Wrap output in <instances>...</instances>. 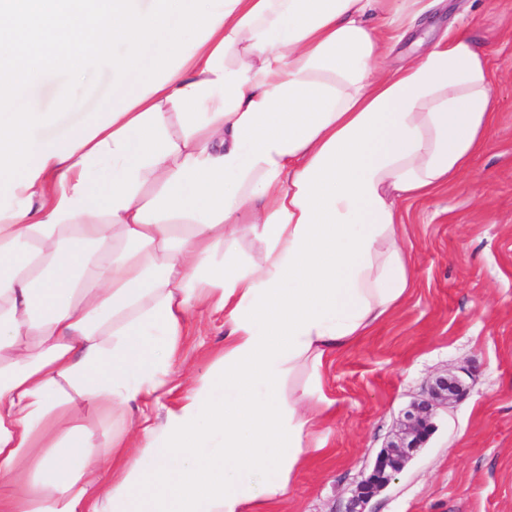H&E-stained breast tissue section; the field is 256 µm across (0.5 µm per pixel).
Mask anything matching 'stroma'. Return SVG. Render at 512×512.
<instances>
[{"instance_id":"1","label":"stroma","mask_w":512,"mask_h":512,"mask_svg":"<svg viewBox=\"0 0 512 512\" xmlns=\"http://www.w3.org/2000/svg\"><path fill=\"white\" fill-rule=\"evenodd\" d=\"M462 23L488 58L500 110L455 186L404 204L413 288L323 370L335 414L316 434L322 450L294 477L288 512H343L360 472L442 373L459 378L464 394L437 410L428 441L372 500V512H512V0H442L391 44L385 64L397 69ZM83 67L93 81L70 85V107L56 98L66 66L44 74L38 94L51 114L48 132L87 121L111 96L109 59ZM223 353V312L192 309L171 364L175 390L150 413L175 407L179 389L212 372Z\"/></svg>"}]
</instances>
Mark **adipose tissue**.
I'll return each instance as SVG.
<instances>
[{
  "label": "adipose tissue",
  "instance_id": "1",
  "mask_svg": "<svg viewBox=\"0 0 512 512\" xmlns=\"http://www.w3.org/2000/svg\"><path fill=\"white\" fill-rule=\"evenodd\" d=\"M183 2L0 0V98L27 103L0 117V512H283L334 410L286 375L400 308L402 205L453 185L499 110L465 32L383 71L376 18L405 33L436 0ZM106 54L119 95L45 135L47 66ZM202 302L219 368L140 429L87 424L166 393ZM167 50L168 45L162 37H158L150 44L143 46L140 50V67L129 75L127 82L123 87L124 92L134 89L137 84L149 74L153 58Z\"/></svg>",
  "mask_w": 512,
  "mask_h": 512
}]
</instances>
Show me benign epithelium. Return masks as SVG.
I'll use <instances>...</instances> for the list:
<instances>
[{
    "mask_svg": "<svg viewBox=\"0 0 512 512\" xmlns=\"http://www.w3.org/2000/svg\"><path fill=\"white\" fill-rule=\"evenodd\" d=\"M464 388L455 378L438 376L428 395L404 413L393 439L376 456L371 469L360 474L347 512H365L367 504L400 473L413 453L422 448L432 433L431 417L439 407L462 396Z\"/></svg>",
    "mask_w": 512,
    "mask_h": 512,
    "instance_id": "obj_1",
    "label": "benign epithelium"
}]
</instances>
